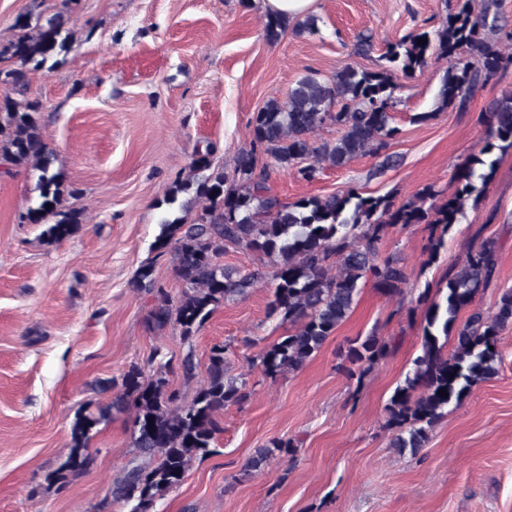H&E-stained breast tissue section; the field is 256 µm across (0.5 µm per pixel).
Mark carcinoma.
I'll use <instances>...</instances> for the list:
<instances>
[{"instance_id":"carcinoma-1","label":"carcinoma","mask_w":512,"mask_h":512,"mask_svg":"<svg viewBox=\"0 0 512 512\" xmlns=\"http://www.w3.org/2000/svg\"><path fill=\"white\" fill-rule=\"evenodd\" d=\"M487 3L478 13L472 0L435 32V41L418 40L428 33H410L387 47L385 58L401 65L407 77L437 55L450 61L438 95V108L461 109L489 77L512 67V31L504 32L498 13ZM67 12L18 15L14 34L0 39V59L14 67L0 69V158L11 164H29L38 172L34 206L27 211L31 224H46L43 236L59 242L80 230L79 215L66 208L73 194L61 172L52 167V149L37 118V99L15 98L28 85V73L64 51L75 37ZM284 20L266 18L265 35L276 41ZM397 85L388 70L366 71L346 65L330 79L315 73L300 77L285 100L269 99L250 122L248 147L236 159L232 175L212 166L209 154L189 165L188 175L175 180L164 199L167 214L160 223L153 250L155 260L143 265L132 287L154 296L149 319L157 330L174 327L183 340L191 338L227 300L243 297L265 278L254 267L221 262L228 245L258 253L273 267L271 313L293 327V332L269 344L259 356L261 372L274 378L302 368L349 316L361 291L372 280L388 296H400L407 284L404 269L391 258L378 257V244L397 224H426L430 230L427 263L437 260L445 235L473 200L477 186H487L496 169L492 153L512 151V93L493 99L488 114L486 145L468 158L455 174L457 187L448 200L434 204L430 187L397 206L388 196H362L350 188L342 194L313 196L283 202L271 194L269 182L277 169H291L311 181L321 167L340 168L363 155H380L396 129L389 111L396 104ZM331 122L340 127L334 141L319 140L316 132ZM266 155L271 163L259 168ZM167 258L181 283L171 297L154 278L155 261ZM496 244L484 242L468 250L459 269L448 275L445 292L426 308L421 354L413 361L403 384L392 395L387 426L391 447L417 454L428 442L429 429L459 404L478 383L497 374L500 334L512 327V290L501 294L497 311L487 315L474 307L488 288L496 267ZM469 311L462 323L459 313ZM453 352H445L448 337ZM389 350L375 335L357 339L346 358L358 368H369ZM229 346L210 349L207 377L194 398L183 402L170 389L167 375L179 369L185 380L196 376L193 348L180 363L154 350L147 359L153 374L145 376L139 364L124 373L120 389L108 403L88 404L71 426V445L65 461L50 482L65 485L69 477L93 462L90 442L99 427L115 413L132 417L136 456L115 479L109 497L98 512L112 503L130 506V512H150L167 492L179 485L198 456L217 453V435L223 432L224 406L247 397L246 382L226 377ZM444 389L448 396L438 395ZM294 447L281 438L270 440L248 461L260 470L274 452Z\"/></svg>"}]
</instances>
